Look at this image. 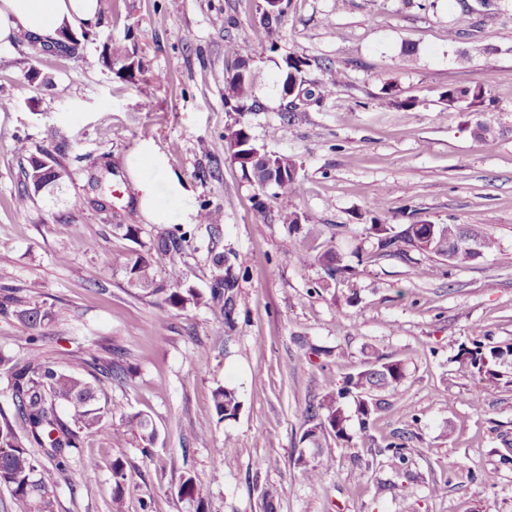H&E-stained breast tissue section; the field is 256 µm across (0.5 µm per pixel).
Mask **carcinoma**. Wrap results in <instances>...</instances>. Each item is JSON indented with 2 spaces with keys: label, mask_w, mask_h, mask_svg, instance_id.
Instances as JSON below:
<instances>
[{
  "label": "carcinoma",
  "mask_w": 512,
  "mask_h": 512,
  "mask_svg": "<svg viewBox=\"0 0 512 512\" xmlns=\"http://www.w3.org/2000/svg\"><path fill=\"white\" fill-rule=\"evenodd\" d=\"M284 9L270 10L265 4L262 23L270 39V47H276L275 36ZM246 54L237 53V65L224 85V103L232 112H249L257 107L255 87L257 75L248 67ZM286 72L282 82V91L288 92V85L301 78L305 68L310 66L306 58L290 56L285 59ZM323 78L317 83L321 97L330 96L337 86L343 83L345 74L339 67L325 64L321 67ZM448 107L458 114H470L486 101L485 86L452 88L445 94ZM231 154L240 155V167L244 174L251 177L259 186H273L280 195L294 197L301 191V182L291 175H282L281 169L295 164V161L283 155L261 152L260 157L252 160L245 155V149L255 147L251 136L242 125L228 130ZM471 233L480 238L482 252L488 255L497 248V241L476 226L462 224H407L401 230L379 223L374 219L369 234L377 239L376 256L401 255V245H407L422 254L434 255L448 260L452 268H466L477 261L476 254L457 246L459 237ZM187 238L183 232L178 236L164 238L146 253H134L125 258L124 269L128 281L135 287L149 290L155 294H166L165 302L172 307H185L196 303L199 295L191 288L183 287L184 274L175 264L169 265L168 287L156 285L155 269L170 250L178 248ZM319 236L312 231L300 240L288 241V251L294 260L307 265L316 263L324 271L326 278L334 282L342 280L350 265L344 263L343 256L331 246L318 243ZM63 315V311L46 310L35 303L21 311V316L30 327L41 325ZM31 351L21 360L6 368L10 377L12 400L22 423L23 433L19 434L8 422L0 424V487L9 489L12 500V512H52L51 492L54 485V473L47 469L31 452L29 446L39 447L43 454L60 468L68 462L80 447V432L97 431L106 414V405L102 404L100 389L87 381L75 369L70 373L52 368L42 359L38 338ZM512 355V350L498 346H486L478 340L472 346L461 345L460 356L477 373L488 378L499 376L498 367L504 359ZM406 376V362L401 356L380 355L372 350L367 354L363 365L356 372L347 375L337 389L329 390L317 404L308 408V427L303 431L300 442L314 448L321 447V438L332 435L338 441L352 439L350 422L357 418L359 428L366 431L379 414L389 407L382 394H399V386ZM218 421L222 422L237 416L241 401L235 389L219 387L213 393ZM65 406L72 423L65 422L57 408ZM125 425L133 433L140 435L142 442L151 445L155 439V429L150 420L139 413L125 418ZM412 436L404 432L398 440L386 445L385 451L405 461V450ZM332 460L326 463L304 464L302 474L310 485L325 481ZM114 487L112 491V512H123L124 481L123 463H112Z\"/></svg>",
  "instance_id": "carcinoma-1"
}]
</instances>
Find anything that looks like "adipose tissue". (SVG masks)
<instances>
[{
  "label": "adipose tissue",
  "mask_w": 512,
  "mask_h": 512,
  "mask_svg": "<svg viewBox=\"0 0 512 512\" xmlns=\"http://www.w3.org/2000/svg\"><path fill=\"white\" fill-rule=\"evenodd\" d=\"M99 10V0H0V45L23 35L57 38L60 30L92 22Z\"/></svg>",
  "instance_id": "ef3b65f1"
}]
</instances>
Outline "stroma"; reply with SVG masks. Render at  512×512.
<instances>
[{
    "instance_id": "35a3bbf8",
    "label": "stroma",
    "mask_w": 512,
    "mask_h": 512,
    "mask_svg": "<svg viewBox=\"0 0 512 512\" xmlns=\"http://www.w3.org/2000/svg\"><path fill=\"white\" fill-rule=\"evenodd\" d=\"M101 3L77 56L43 52L28 36L0 46V289L16 298L0 313V354L21 359L37 335L56 369L103 344L130 370L102 380L108 413L56 470L53 512H111L117 459L124 512H512V357L496 380L456 360L475 339L512 345V0H289L274 52L264 0ZM466 9L473 27L449 39ZM115 42L133 75L113 65ZM238 46L258 74V105L239 115L224 104ZM289 56L309 60L308 82L327 62L346 79L288 114L280 75ZM475 84L488 91L484 105L467 116L449 110L448 88ZM236 121L265 151L295 160L300 195L245 178L225 137ZM479 121L496 128L492 144L474 138ZM146 143L190 189L179 203L160 187L166 224L140 211L127 169ZM32 154L56 158L65 174L18 207ZM185 207L207 211L210 223L183 224ZM292 211L333 232L352 275L326 287L319 265L294 262ZM376 217L396 228L478 226L498 248L454 270L413 250L358 263L355 251L376 244L366 233ZM180 226L187 239L157 280L177 265L202 300L169 308L131 287L122 263ZM222 272L232 283L228 313L212 297ZM34 299L66 317L22 323L16 313ZM371 349L405 356L400 393L368 433L324 443L321 456L334 464L309 485L298 460L307 408ZM220 386L240 395L236 419H217ZM137 412L153 423L151 447L124 427ZM405 431L413 439L401 461L384 447ZM89 458L95 468L83 467ZM489 470L492 486L482 480ZM188 477L191 499L179 493Z\"/></svg>"
}]
</instances>
